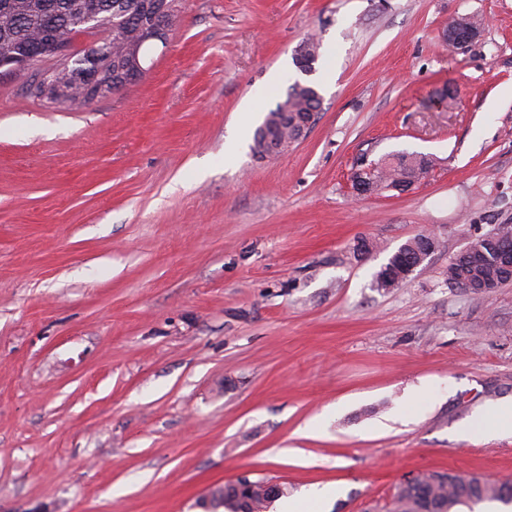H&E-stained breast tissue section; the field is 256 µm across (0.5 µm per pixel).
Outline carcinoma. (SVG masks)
Returning a JSON list of instances; mask_svg holds the SVG:
<instances>
[{
	"instance_id": "1",
	"label": "carcinoma",
	"mask_w": 512,
	"mask_h": 512,
	"mask_svg": "<svg viewBox=\"0 0 512 512\" xmlns=\"http://www.w3.org/2000/svg\"><path fill=\"white\" fill-rule=\"evenodd\" d=\"M117 2L119 0H0V60L24 54L35 41L48 33L55 34L69 45L76 35L86 32L81 25L82 15L96 10L104 17L111 16ZM124 2L133 5L129 10L130 19L111 24L108 39L112 43V59L99 64V83L114 90L124 86L122 75L129 62V45L138 27L150 24L157 18L156 4L159 0ZM299 48L303 49V53L294 57L293 62L300 72L308 75L316 70L321 45L308 39ZM286 100L288 115L280 116L281 105L278 104L256 129L253 137L255 153L263 154L267 136H293L297 120L308 112L320 110L322 98L314 86L296 81L288 86ZM53 101L88 104L93 98L86 96L80 86L72 85L69 92L57 94ZM431 167L429 158L418 153L402 152L379 163L374 173L367 176L368 186L375 191L395 188L407 179L425 177ZM497 274L498 269L491 260L472 263L467 256L456 255L448 261L449 282ZM214 493L218 497L211 500L203 497L197 502L203 512H215L219 508L224 512H267V502L286 494V487H269L265 479L255 480L248 485L228 481L217 487ZM485 501L512 502V485L490 483L478 476L450 480L446 473L433 472L399 485L393 497L392 512H454L459 506L472 509Z\"/></svg>"
}]
</instances>
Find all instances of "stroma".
<instances>
[{
  "label": "stroma",
  "mask_w": 512,
  "mask_h": 512,
  "mask_svg": "<svg viewBox=\"0 0 512 512\" xmlns=\"http://www.w3.org/2000/svg\"><path fill=\"white\" fill-rule=\"evenodd\" d=\"M146 65L84 106L0 77V512H200L241 475L301 512H389L435 471L512 484V436H458L512 400V283L446 281L512 225V0H177ZM290 78L317 120L255 155ZM401 151L437 164L356 193ZM424 230L439 249L376 288ZM321 45L319 42H316L313 39H308L299 45V49H303V53L300 54L301 61L297 56L298 50L295 52L293 62L295 67L305 75L311 74L316 70L315 65L318 63L321 53H320Z\"/></svg>",
  "instance_id": "stroma-1"
}]
</instances>
